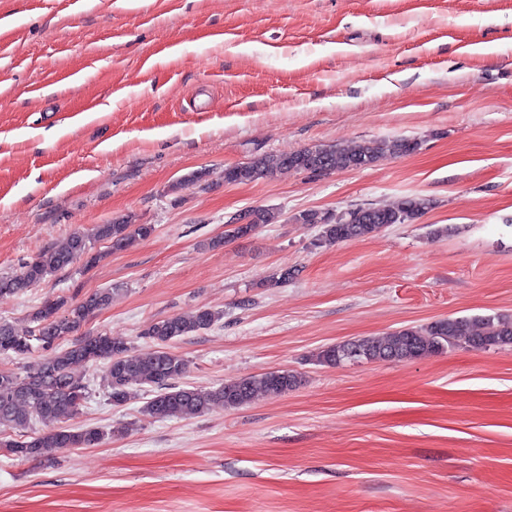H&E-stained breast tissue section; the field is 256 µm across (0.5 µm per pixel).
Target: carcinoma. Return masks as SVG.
Masks as SVG:
<instances>
[{
  "label": "carcinoma",
  "instance_id": "carcinoma-1",
  "mask_svg": "<svg viewBox=\"0 0 512 512\" xmlns=\"http://www.w3.org/2000/svg\"><path fill=\"white\" fill-rule=\"evenodd\" d=\"M419 143L414 139L372 140L350 147L320 144L287 154H263L224 171V180L246 183L271 179L284 170L328 174L370 167L387 156L414 153ZM432 203L421 196H408L388 207L349 208L340 213L304 210L295 215L299 224L320 228L319 241L325 244L349 241L372 235L390 224L411 223L423 216ZM249 224L233 225L223 237L208 243L218 248L231 238L255 231L262 224H275L280 214L265 208L247 210ZM144 224L129 220L98 224L92 232L75 231L59 245L42 250L14 276H0V295H15L40 284L47 277L67 269L84 258L86 265L100 257L95 245L104 243L111 251L123 250L138 237L145 238ZM112 299L108 289H98L76 304L59 297L48 299L33 312L37 327L31 334H19L0 324V353L28 358L35 351L45 355L28 366L23 375L0 371V433H19V438L0 436V445L12 448V455L25 460L43 461L63 448L92 447L104 439L96 427H63V413H79L88 394V385L73 374L81 363L104 365L102 383L108 398L122 406L137 397L133 386L148 385L152 397L141 406V413L155 418H191L201 416L215 405L235 410L261 394L281 395L300 386L301 379L287 371H272L227 382L217 388L180 384L186 360L171 350V344L210 329L219 315L207 307L183 316L167 317L148 323L141 335L148 337L154 350L135 356L121 337L106 334L86 336L66 343L96 312ZM471 346L485 350L512 347V316L494 314L479 317L439 319L419 327H407L356 340H347L320 350L315 360L326 366L352 364L354 359L367 362H392L443 353L456 347ZM43 426L28 432L31 424Z\"/></svg>",
  "mask_w": 512,
  "mask_h": 512
}]
</instances>
